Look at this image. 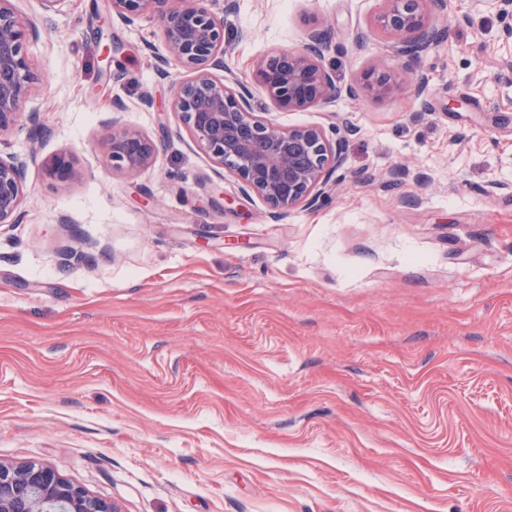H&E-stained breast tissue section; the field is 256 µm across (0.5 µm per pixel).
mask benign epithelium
Listing matches in <instances>:
<instances>
[{
  "label": "benign epithelium",
  "instance_id": "obj_1",
  "mask_svg": "<svg viewBox=\"0 0 512 512\" xmlns=\"http://www.w3.org/2000/svg\"><path fill=\"white\" fill-rule=\"evenodd\" d=\"M112 14L127 25L143 17L155 20L167 54L192 72L188 81L173 87L172 108L190 137L218 167L238 177L242 189L271 208L286 212L305 203L315 205L337 188L336 172L344 162L341 128L299 125L284 128L257 108L250 87L224 59V18L233 0H111ZM426 0H383L373 19L374 29L398 39L397 50L408 60L440 43L447 29L433 23L424 9ZM37 32L14 10L12 0H0V136L36 124L25 113L24 101L38 80L27 54V42ZM333 48L329 27L306 34L298 51L268 56L253 70L252 80L275 106L291 110H327L343 96L357 95L356 87L336 84L321 64ZM224 72V78L215 72ZM369 93L390 92V78L377 76L366 84ZM156 143L141 131L112 126L110 165L129 174L148 168ZM26 159L0 156V224L20 217ZM72 170L70 158L59 155L45 165L46 175L64 180ZM0 512H118L106 501L59 477L51 468L28 463H0Z\"/></svg>",
  "mask_w": 512,
  "mask_h": 512
}]
</instances>
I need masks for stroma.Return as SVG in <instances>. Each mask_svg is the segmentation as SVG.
Masks as SVG:
<instances>
[{
    "mask_svg": "<svg viewBox=\"0 0 512 512\" xmlns=\"http://www.w3.org/2000/svg\"><path fill=\"white\" fill-rule=\"evenodd\" d=\"M13 3L45 80L24 104L37 124L0 137L28 162L21 218L0 224V463L49 466L119 512H512V37L496 9L447 0V39L408 62L371 26L381 0H235L242 80L328 23L338 82L392 83L271 109L349 125L342 189L275 219L172 111L188 73L158 62L153 20ZM115 123L157 143L150 167L109 169ZM58 155L64 181L44 171Z\"/></svg>",
    "mask_w": 512,
    "mask_h": 512,
    "instance_id": "obj_1",
    "label": "stroma"
}]
</instances>
